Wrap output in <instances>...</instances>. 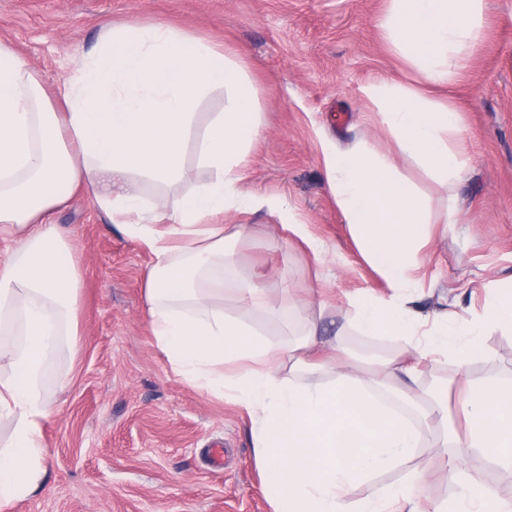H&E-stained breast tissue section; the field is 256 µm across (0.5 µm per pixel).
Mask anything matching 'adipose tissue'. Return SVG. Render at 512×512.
<instances>
[{
    "instance_id": "1",
    "label": "adipose tissue",
    "mask_w": 512,
    "mask_h": 512,
    "mask_svg": "<svg viewBox=\"0 0 512 512\" xmlns=\"http://www.w3.org/2000/svg\"><path fill=\"white\" fill-rule=\"evenodd\" d=\"M386 21L395 51L418 68L425 83L444 85L459 70L482 28V0H392ZM227 103L196 129L194 109L210 90ZM380 102L392 140L388 150L344 149L325 142L329 189L368 263L393 289L406 276L426 221L427 203L394 174L402 154L443 179H460L464 163L449 147L458 130L453 105L424 91L368 86ZM256 90L227 51L166 24L103 28L97 49L72 77L49 90L38 73L0 42V240L12 245L0 262V322L19 324L20 342L0 338V416L16 418L8 448L0 450V512L35 492L43 479V423L49 405L38 381L62 336L72 333L83 278L50 215L81 189L112 213L114 223L154 256L146 277L150 327L173 368L194 388L231 395L252 419V436L273 512H424L421 477L408 473L396 487L356 498L354 487L407 463L422 446V432L380 403L373 386L397 388L426 416H447L441 396L417 393V359L425 351L463 349L485 325L512 328V290H501L483 321L412 345L404 357L378 362L373 386L357 370L335 382L304 387L296 373L326 370L316 329L289 348L269 342L238 319L208 308L211 295L234 291L248 308L281 310L262 281L225 280L228 245L219 216L245 212L256 201L241 186L248 147L261 133ZM198 134V165L210 182L185 196L173 212L147 215L142 178L171 181L184 175L183 157ZM357 326L367 336H415L420 322L405 299L364 293L353 299ZM464 431L450 430L452 448H475L512 466V384L472 378L460 401Z\"/></svg>"
}]
</instances>
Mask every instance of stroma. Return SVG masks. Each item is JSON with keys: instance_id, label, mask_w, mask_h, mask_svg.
Returning <instances> with one entry per match:
<instances>
[{"instance_id": "obj_1", "label": "stroma", "mask_w": 512, "mask_h": 512, "mask_svg": "<svg viewBox=\"0 0 512 512\" xmlns=\"http://www.w3.org/2000/svg\"><path fill=\"white\" fill-rule=\"evenodd\" d=\"M391 8L392 0H0V41L49 88L70 77L108 25L165 23L214 48H237L258 92L261 126L242 185L280 208L225 215V223L243 227L233 272L266 274V288L289 316L283 324L245 309L230 291L212 304L285 347L326 303L321 340L341 339L352 359L371 365L408 344L363 335L355 325L356 292L387 298L392 290L363 257L328 188L321 140L386 149L390 134L363 87H420L416 67L393 49L384 26ZM483 22L465 68L433 92L460 111L463 131L448 144L465 163L463 180L442 182L414 159L396 158L397 176L429 205L409 273L414 306L459 322L482 315L495 289L512 285V0H483ZM184 166L181 181L143 182L145 208L175 210L209 181L196 139ZM452 211L459 223H447ZM285 212L324 244L323 263L282 228ZM53 221L84 269L77 335L63 337L42 381L53 410L43 425V484L11 512H272L248 413L193 388L156 344L146 298L152 254L83 191L71 193ZM479 343L485 355L476 360L461 352L419 361L418 388L447 390L448 420L457 427L462 375L512 384V330L489 328ZM441 436L424 427L408 468L379 473L357 495L396 486L413 470L424 478V500L454 499L449 472L457 451L440 454ZM466 458L467 472L494 501L512 502V469L476 450Z\"/></svg>"}]
</instances>
